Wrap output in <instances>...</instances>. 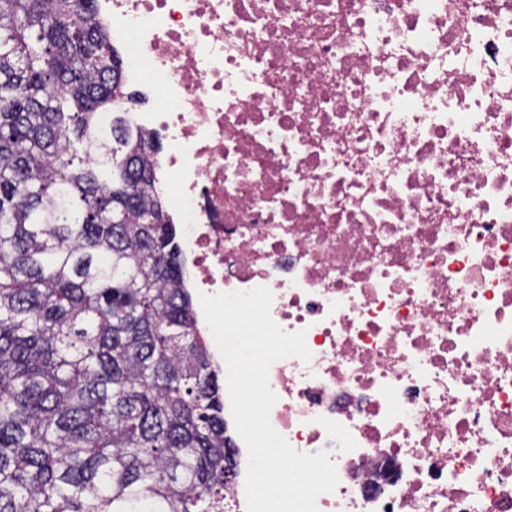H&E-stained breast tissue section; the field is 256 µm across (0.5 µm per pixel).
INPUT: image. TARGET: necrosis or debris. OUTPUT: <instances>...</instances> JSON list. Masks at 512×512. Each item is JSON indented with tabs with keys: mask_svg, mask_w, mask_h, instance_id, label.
Instances as JSON below:
<instances>
[{
	"mask_svg": "<svg viewBox=\"0 0 512 512\" xmlns=\"http://www.w3.org/2000/svg\"><path fill=\"white\" fill-rule=\"evenodd\" d=\"M191 293L269 288L317 512H512V0H95Z\"/></svg>",
	"mask_w": 512,
	"mask_h": 512,
	"instance_id": "4bbe7bcc",
	"label": "necrosis or debris"
}]
</instances>
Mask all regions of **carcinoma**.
Returning <instances> with one entry per match:
<instances>
[{"label":"carcinoma","instance_id":"carcinoma-1","mask_svg":"<svg viewBox=\"0 0 512 512\" xmlns=\"http://www.w3.org/2000/svg\"><path fill=\"white\" fill-rule=\"evenodd\" d=\"M93 0H0V512H225L219 385Z\"/></svg>","mask_w":512,"mask_h":512}]
</instances>
